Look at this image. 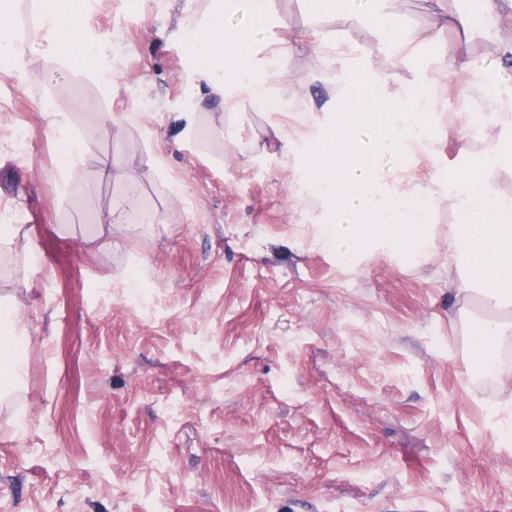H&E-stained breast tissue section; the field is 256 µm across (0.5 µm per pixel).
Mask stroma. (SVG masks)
Segmentation results:
<instances>
[{
    "label": "stroma",
    "instance_id": "obj_1",
    "mask_svg": "<svg viewBox=\"0 0 512 512\" xmlns=\"http://www.w3.org/2000/svg\"><path fill=\"white\" fill-rule=\"evenodd\" d=\"M206 2L99 0L88 34L116 78L96 111L61 104L94 134L66 173L36 104L75 74L46 69V42L0 67V318L26 335L0 349L22 367L0 391V512H512V360L470 368L455 312L483 308L448 286L452 211L424 263L322 249L276 139L290 115L186 95L175 21ZM105 157L156 215L107 246L94 217L123 195ZM481 159L441 143L407 163L427 178Z\"/></svg>",
    "mask_w": 512,
    "mask_h": 512
}]
</instances>
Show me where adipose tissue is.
<instances>
[{
    "instance_id": "1",
    "label": "adipose tissue",
    "mask_w": 512,
    "mask_h": 512,
    "mask_svg": "<svg viewBox=\"0 0 512 512\" xmlns=\"http://www.w3.org/2000/svg\"><path fill=\"white\" fill-rule=\"evenodd\" d=\"M236 2L217 0L204 18L189 14L176 21L196 61L190 73L191 97L226 108L263 95L298 103L295 118L304 132L296 137L280 132L281 152L294 159L297 195L322 205L317 227L326 250L347 256L372 250L424 260L433 246L430 218L437 203L447 201L455 215L448 228L453 259L448 283L457 295L478 293L494 311L493 319L473 320L468 332L469 357L479 359L480 373L494 371L498 342L512 335V194L501 188L512 180V158L504 154L512 144V85L490 74L474 42L494 45L499 58L512 56V33L501 32L498 0H481L476 15L458 0H430L433 30L428 34L398 22L392 0H313L312 22L296 31L282 15L280 0H250L254 27L274 21L285 32L265 44L226 27L224 16ZM31 9L35 21L22 41L11 38V26L0 11V52L20 60L28 45L46 41L55 47L61 68L82 74L84 81L101 82L110 65L99 41L82 34L87 17L81 0H32ZM322 17L341 24L348 45L372 33L387 56L405 49L420 56L429 44L438 43L436 64L470 102H480L488 87L496 86L494 105L482 123L461 113L465 131L450 141L460 156L481 146L482 163L458 172L452 182L439 174L420 181L409 173L404 155L428 151L439 134L437 113L415 108L424 78L396 83L369 59L361 67L365 89L355 95L341 87L328 100L315 101L307 93L313 72L289 73L284 87L272 84L273 63L308 52L315 56L314 72L332 76L346 71L345 56L328 49L318 23ZM447 30L459 31L460 39L438 42V34ZM45 116L59 142L60 169L74 168L89 151L90 140L71 133L68 114L49 110Z\"/></svg>"
}]
</instances>
